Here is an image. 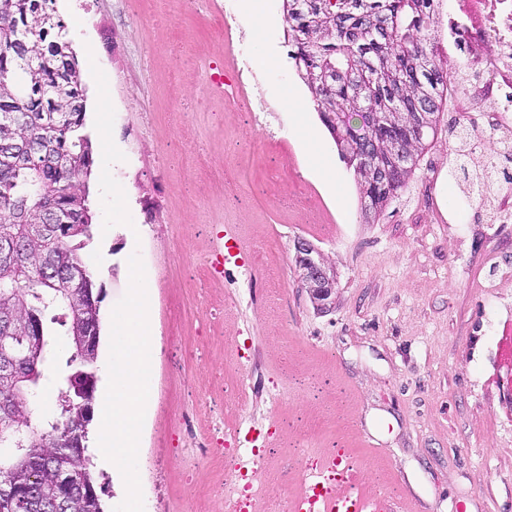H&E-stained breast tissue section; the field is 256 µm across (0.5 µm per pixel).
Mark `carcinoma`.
<instances>
[{"mask_svg":"<svg viewBox=\"0 0 512 512\" xmlns=\"http://www.w3.org/2000/svg\"><path fill=\"white\" fill-rule=\"evenodd\" d=\"M442 0H288L287 40L298 78L339 154L353 169L361 199L377 213L406 186L443 97L465 78L439 58L434 27ZM85 89L77 54L56 0H0V141L31 142L38 155L0 154V243L16 249L0 264V361L27 353L39 333L37 366L19 378L0 373V512H104L87 448L96 388L100 293L71 282L79 250L93 237L86 182L92 174L84 132ZM496 169L454 176L461 191L489 187ZM52 205L57 223H44ZM67 337L70 372L80 387L58 390L57 416L32 421L30 399L48 362L47 336ZM31 425L16 454L15 430ZM71 476L67 485L59 472Z\"/></svg>","mask_w":512,"mask_h":512,"instance_id":"1","label":"carcinoma"}]
</instances>
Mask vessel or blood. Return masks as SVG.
<instances>
[{"mask_svg": "<svg viewBox=\"0 0 512 512\" xmlns=\"http://www.w3.org/2000/svg\"><path fill=\"white\" fill-rule=\"evenodd\" d=\"M305 471L304 490L292 499L289 512H396L385 496L357 491L359 467L345 449L322 456Z\"/></svg>", "mask_w": 512, "mask_h": 512, "instance_id": "obj_1", "label": "vessel or blood"}]
</instances>
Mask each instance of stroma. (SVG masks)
Masks as SVG:
<instances>
[{
  "label": "stroma",
  "mask_w": 512,
  "mask_h": 512,
  "mask_svg": "<svg viewBox=\"0 0 512 512\" xmlns=\"http://www.w3.org/2000/svg\"><path fill=\"white\" fill-rule=\"evenodd\" d=\"M224 31L210 0H57L88 97L91 65L108 79L113 177L132 226L103 230L102 147L92 135L93 237L80 255L101 293L98 378L106 376L111 312L140 254L152 293L150 410L138 472L144 512H224V463L172 446L182 412L207 399L202 427L271 430L259 449L281 494L298 490L309 452L351 451L370 491L406 512H512V187L467 198L448 176L456 126L488 128L496 89L480 79L442 103L406 187L374 220L363 217L352 169L309 103L288 57L282 0L257 29L237 0ZM245 52L264 103L208 97L207 69ZM335 157L341 202L313 176L294 132L291 94ZM184 115L173 126L171 114ZM234 232L250 262L204 276L218 233ZM304 239L335 272L320 308L300 282Z\"/></svg>",
  "instance_id": "35a3bbf8"
}]
</instances>
